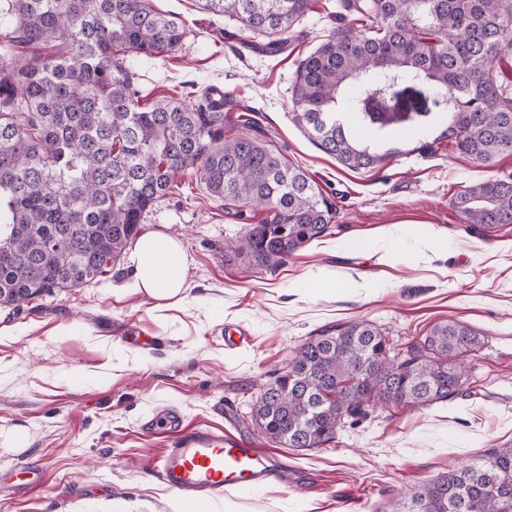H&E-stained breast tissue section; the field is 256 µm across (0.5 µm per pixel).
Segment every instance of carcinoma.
Masks as SVG:
<instances>
[{"instance_id":"carcinoma-1","label":"carcinoma","mask_w":512,"mask_h":512,"mask_svg":"<svg viewBox=\"0 0 512 512\" xmlns=\"http://www.w3.org/2000/svg\"><path fill=\"white\" fill-rule=\"evenodd\" d=\"M310 0H201L202 9L240 23L250 45L279 53ZM372 19L363 31L337 30L299 66L291 119L321 150L351 170L395 156L379 151L396 128L440 124L433 152L448 140L482 164L512 153V85L494 61L512 52V0H353ZM0 29V308L16 312L112 272L140 237L144 215L199 179L242 220L262 206L234 251L273 269L324 236L334 203L267 138L230 134L224 105L202 90L203 108L176 99L141 105L130 58L162 56L183 44V24L148 0H4ZM55 50L38 56L39 45ZM417 79L435 94L431 112H384L376 99L395 81ZM352 112L372 143L351 136L336 108ZM469 224H512V181L485 180L453 200ZM480 334L457 323L434 326L392 354L377 326L354 321L300 346L263 384L252 421L286 448L331 442L345 419L379 406L404 409L446 400L466 384L461 358ZM384 512H512V443L443 473L389 503Z\"/></svg>"}]
</instances>
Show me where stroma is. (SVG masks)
Instances as JSON below:
<instances>
[{"mask_svg": "<svg viewBox=\"0 0 512 512\" xmlns=\"http://www.w3.org/2000/svg\"><path fill=\"white\" fill-rule=\"evenodd\" d=\"M149 3L189 35L174 54L133 58L144 103L192 105L198 89L223 87L236 131L264 132L334 197L336 216L286 264L259 269L226 245L265 211L242 221L189 178L143 223L180 242L186 298L161 307L122 292L126 257L98 283L17 313L0 309V512H169L173 492L153 469L162 440L142 429L165 408L187 424L257 441L300 477L246 496L226 492L238 512H383L414 487L512 442V224H469L453 206L472 183L512 178V154L485 166L445 141L420 154L415 145L433 131L403 124L397 137L410 154L351 170L303 134L289 118L290 87L324 35L364 28L348 0H312L274 57L199 0ZM356 241L375 248L354 254ZM358 320L398 347L442 322L477 330L482 344L466 360L462 393L413 410H376L310 450L259 435L249 421L259 386L307 340ZM235 326L249 331V343L225 344V329ZM32 468L43 484L19 491Z\"/></svg>", "mask_w": 512, "mask_h": 512, "instance_id": "stroma-1", "label": "stroma"}]
</instances>
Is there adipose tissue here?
Here are the masks:
<instances>
[{
  "instance_id": "ef3b65f1",
  "label": "adipose tissue",
  "mask_w": 512,
  "mask_h": 512,
  "mask_svg": "<svg viewBox=\"0 0 512 512\" xmlns=\"http://www.w3.org/2000/svg\"><path fill=\"white\" fill-rule=\"evenodd\" d=\"M185 254L178 241L148 233L141 237L134 256V269L124 288L145 293L158 301H174L189 288L183 272Z\"/></svg>"
}]
</instances>
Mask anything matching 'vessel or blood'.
<instances>
[{
    "label": "vessel or blood",
    "mask_w": 512,
    "mask_h": 512,
    "mask_svg": "<svg viewBox=\"0 0 512 512\" xmlns=\"http://www.w3.org/2000/svg\"><path fill=\"white\" fill-rule=\"evenodd\" d=\"M162 436L166 447L158 458V477L185 497L206 502L227 490L248 495L285 477L254 443L223 430L189 426L173 416Z\"/></svg>",
    "instance_id": "b4317fda"
}]
</instances>
